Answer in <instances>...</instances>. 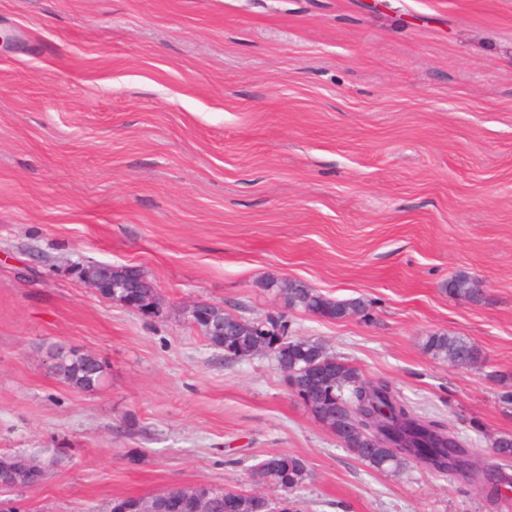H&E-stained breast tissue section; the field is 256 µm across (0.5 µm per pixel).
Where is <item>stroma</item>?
I'll use <instances>...</instances> for the list:
<instances>
[{
  "label": "stroma",
  "instance_id": "obj_1",
  "mask_svg": "<svg viewBox=\"0 0 512 512\" xmlns=\"http://www.w3.org/2000/svg\"><path fill=\"white\" fill-rule=\"evenodd\" d=\"M0 455L63 452L28 512L200 483L289 512H512L469 477L379 473L287 386L186 319L284 322L454 426L490 466L512 435V0H0ZM145 272L154 314L85 286ZM464 273L473 304L449 295ZM271 279L367 301L328 320ZM448 332L479 369L432 359ZM65 346L106 365L74 389ZM303 458L293 491L267 456ZM85 268V266H81L80 268H78V273L83 283L87 285L88 288L93 289L102 296L103 293H106L108 291V288H111L113 297L123 298V302H125L127 306L137 310L141 306L146 305L148 302H156V291L154 289L149 291L145 297L139 296V300H126L124 294L118 293L116 288H124V290L155 288L154 283H151L149 281H141L140 285L137 288H125L124 284L122 283V277L120 275H115L114 279H112V271L114 272V274H118L117 272L121 271V274L125 275V270L127 267L107 265L87 270H85ZM476 285V281L466 275L460 274L452 279L451 287L448 288V293L455 296L468 299L474 303H480L484 299L481 286ZM425 352L433 359L453 363L457 368H479L484 364L482 350L464 336L435 333L427 336ZM53 372L71 387L80 391L94 390L104 377V364L96 356L76 349L57 348L52 351ZM307 477V466L300 457L289 454H273L261 461L256 468V478L262 483L283 489H294Z\"/></svg>",
  "mask_w": 512,
  "mask_h": 512
}]
</instances>
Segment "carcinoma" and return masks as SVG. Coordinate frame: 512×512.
I'll list each match as a JSON object with an SVG mask.
<instances>
[{
	"instance_id": "carcinoma-1",
	"label": "carcinoma",
	"mask_w": 512,
	"mask_h": 512,
	"mask_svg": "<svg viewBox=\"0 0 512 512\" xmlns=\"http://www.w3.org/2000/svg\"><path fill=\"white\" fill-rule=\"evenodd\" d=\"M268 287L276 290L284 304L295 310L326 319L353 317L367 310L361 300H333L296 280H272ZM448 293L480 303L483 291L476 281L460 274L452 279ZM268 341L279 368L286 372L292 390L302 399L315 402L314 417L337 440H342L345 427L354 420L401 450L393 454L383 448H355L353 452L370 469L399 473L408 464H426V470L439 475H452L465 464L464 440L449 425L428 418L417 407L403 399L385 381H376L363 389L350 383L358 370L326 352L318 342L308 338L286 337L276 324ZM206 340L224 351L230 359L246 357L255 344L253 336H208ZM425 352L433 359L452 363L457 368H479L484 364L482 350L464 336L435 333L424 343ZM53 372L80 391L94 390L104 377V364L96 356L76 349L52 351ZM494 454L502 461L512 460V437L495 440ZM307 477L303 459L289 454H273L256 468L262 483L293 489Z\"/></svg>"
}]
</instances>
